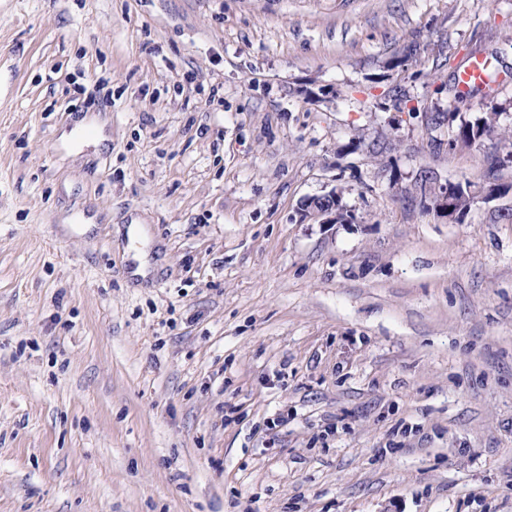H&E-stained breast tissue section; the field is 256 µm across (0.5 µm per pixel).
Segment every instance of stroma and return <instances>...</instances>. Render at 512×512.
<instances>
[{"label": "stroma", "instance_id": "1", "mask_svg": "<svg viewBox=\"0 0 512 512\" xmlns=\"http://www.w3.org/2000/svg\"><path fill=\"white\" fill-rule=\"evenodd\" d=\"M0 512H512V0H0ZM492 62L482 55L473 56L456 73V83L463 95L472 88H486L492 84ZM494 131L491 121L484 120L475 124L462 123L454 132L453 142L460 143L463 146H471L477 141H481L485 136H489ZM336 199L338 201H336ZM336 203L339 205V209H342L340 205V197L336 195V191H331L328 194L310 198L307 203L304 205L306 209L304 210V215L306 218L317 219L324 216L326 218L322 219L319 223L321 224H336ZM334 216H331L333 215ZM343 214L347 216H351L354 220V216L347 211Z\"/></svg>", "mask_w": 512, "mask_h": 512}]
</instances>
